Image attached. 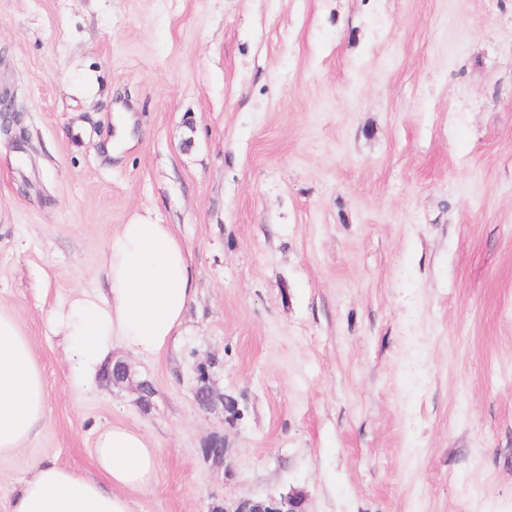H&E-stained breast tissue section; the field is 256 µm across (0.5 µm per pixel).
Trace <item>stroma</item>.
I'll return each mask as SVG.
<instances>
[{
	"instance_id": "obj_1",
	"label": "stroma",
	"mask_w": 512,
	"mask_h": 512,
	"mask_svg": "<svg viewBox=\"0 0 512 512\" xmlns=\"http://www.w3.org/2000/svg\"><path fill=\"white\" fill-rule=\"evenodd\" d=\"M0 92V306L47 406L0 512L39 460L97 476L114 423L158 452L135 512H512V0H0ZM140 219L196 295L159 354L112 351L148 402L73 391L49 317ZM205 360L241 420L196 404ZM306 495L291 489L279 497L269 496L264 499H243L232 508L224 507L225 512H307L305 510Z\"/></svg>"
}]
</instances>
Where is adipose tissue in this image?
<instances>
[{
  "label": "adipose tissue",
  "mask_w": 512,
  "mask_h": 512,
  "mask_svg": "<svg viewBox=\"0 0 512 512\" xmlns=\"http://www.w3.org/2000/svg\"><path fill=\"white\" fill-rule=\"evenodd\" d=\"M102 287L59 308L54 329L65 340L71 388L95 386L114 342L141 356L159 353L182 326L196 292L189 253L169 225L123 224L102 249ZM46 417V389L33 345L0 308V457L17 452ZM99 477L45 460L17 491L11 512H135L127 493L149 482L158 453L123 424L101 430L92 448Z\"/></svg>",
  "instance_id": "ef3b65f1"
}]
</instances>
